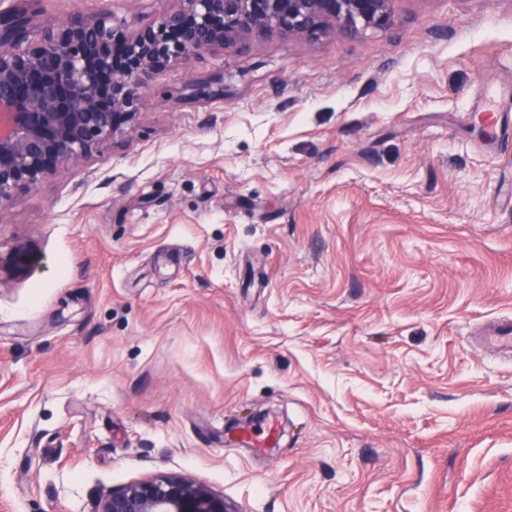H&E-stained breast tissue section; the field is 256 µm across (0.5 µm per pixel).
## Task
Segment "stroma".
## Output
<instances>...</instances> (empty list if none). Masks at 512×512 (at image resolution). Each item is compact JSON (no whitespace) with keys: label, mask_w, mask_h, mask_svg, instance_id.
<instances>
[{"label":"stroma","mask_w":512,"mask_h":512,"mask_svg":"<svg viewBox=\"0 0 512 512\" xmlns=\"http://www.w3.org/2000/svg\"><path fill=\"white\" fill-rule=\"evenodd\" d=\"M393 11L165 69L127 141L17 193L0 512L170 473L237 512H512V355L474 341L512 317V0Z\"/></svg>","instance_id":"1"}]
</instances>
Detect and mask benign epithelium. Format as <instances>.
<instances>
[{
  "instance_id": "1",
  "label": "benign epithelium",
  "mask_w": 512,
  "mask_h": 512,
  "mask_svg": "<svg viewBox=\"0 0 512 512\" xmlns=\"http://www.w3.org/2000/svg\"><path fill=\"white\" fill-rule=\"evenodd\" d=\"M36 0L0 10V220L16 193L92 158L127 133L158 72L251 37L349 36L393 21V0H172L131 29L106 15L43 24ZM97 512H232L189 475H165L103 495Z\"/></svg>"
}]
</instances>
